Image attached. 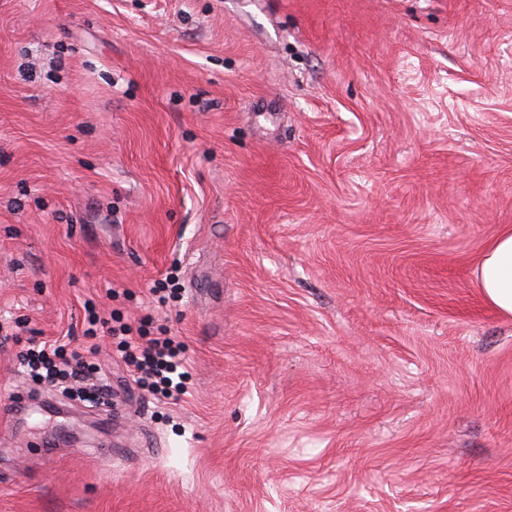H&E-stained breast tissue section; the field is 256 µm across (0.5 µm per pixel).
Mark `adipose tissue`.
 <instances>
[{"label": "adipose tissue", "instance_id": "adipose-tissue-1", "mask_svg": "<svg viewBox=\"0 0 512 512\" xmlns=\"http://www.w3.org/2000/svg\"><path fill=\"white\" fill-rule=\"evenodd\" d=\"M477 285L489 305L512 316V225H503L487 243L476 268Z\"/></svg>", "mask_w": 512, "mask_h": 512}]
</instances>
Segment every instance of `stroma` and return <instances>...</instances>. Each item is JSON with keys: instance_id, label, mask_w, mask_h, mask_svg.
<instances>
[{"instance_id": "obj_1", "label": "stroma", "mask_w": 512, "mask_h": 512, "mask_svg": "<svg viewBox=\"0 0 512 512\" xmlns=\"http://www.w3.org/2000/svg\"><path fill=\"white\" fill-rule=\"evenodd\" d=\"M505 224L512 0H0V512H512ZM477 285L489 305L512 316V225L505 224L487 243L476 268ZM112 319L92 315L88 319L85 336L94 338L98 330L107 332L110 336L120 338L119 345L125 350L128 366L136 381L148 385L168 399L179 400L187 390L185 372L177 373L182 366V343L175 336H168L167 331L140 342L133 335L130 325H120L118 328L111 325ZM106 329V331H104ZM121 336V337H120ZM177 373L179 381H174L172 375ZM44 342L42 348L39 344L32 343V347L26 349L20 356L27 362V367L47 383L54 384L58 380L73 379L75 381H90L97 372V365L94 358L97 354V345L81 348V350L65 348V345H56Z\"/></svg>"}]
</instances>
